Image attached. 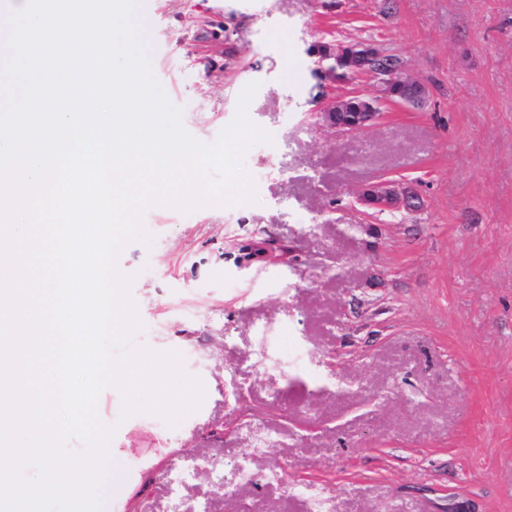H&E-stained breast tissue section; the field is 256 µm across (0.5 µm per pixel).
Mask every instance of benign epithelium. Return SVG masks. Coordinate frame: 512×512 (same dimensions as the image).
Returning a JSON list of instances; mask_svg holds the SVG:
<instances>
[{
	"label": "benign epithelium",
	"mask_w": 512,
	"mask_h": 512,
	"mask_svg": "<svg viewBox=\"0 0 512 512\" xmlns=\"http://www.w3.org/2000/svg\"><path fill=\"white\" fill-rule=\"evenodd\" d=\"M317 65L333 79H338L337 68L347 69L348 78H365L373 82V92L365 100L366 111L351 118L345 112L346 99L336 98L321 113L324 124L336 135H348L372 125L381 115L384 103L405 107H419L427 100L426 87L405 71L379 70L374 67L385 52L373 43L357 42L347 47L338 44L311 51ZM361 204L375 210L414 212L420 208V195L412 186H400L389 181H378L368 186L360 196Z\"/></svg>",
	"instance_id": "benign-epithelium-1"
}]
</instances>
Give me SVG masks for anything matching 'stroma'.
I'll return each instance as SVG.
<instances>
[{"label":"stroma","mask_w":512,"mask_h":512,"mask_svg":"<svg viewBox=\"0 0 512 512\" xmlns=\"http://www.w3.org/2000/svg\"><path fill=\"white\" fill-rule=\"evenodd\" d=\"M134 18L191 137L214 143L253 84L273 141L245 152L256 204L150 209L152 247L119 258L138 343L181 352L206 397L172 428L102 392L124 475L100 512H172L193 458L186 512H512V0H136ZM336 40L400 55L427 103L336 137L321 112L371 91L315 63ZM381 179L419 210L358 203ZM271 241L293 261L246 258Z\"/></svg>","instance_id":"35a3bbf8"}]
</instances>
